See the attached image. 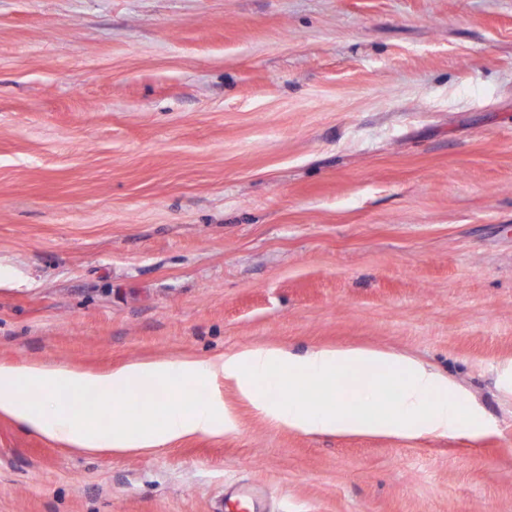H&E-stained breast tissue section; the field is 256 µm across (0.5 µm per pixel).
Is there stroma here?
Returning <instances> with one entry per match:
<instances>
[{
  "label": "stroma",
  "mask_w": 512,
  "mask_h": 512,
  "mask_svg": "<svg viewBox=\"0 0 512 512\" xmlns=\"http://www.w3.org/2000/svg\"><path fill=\"white\" fill-rule=\"evenodd\" d=\"M363 348L484 432L84 454L0 415V512H512V0H0V364Z\"/></svg>",
  "instance_id": "35a3bbf8"
}]
</instances>
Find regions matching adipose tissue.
<instances>
[{"label": "adipose tissue", "instance_id": "adipose-tissue-1", "mask_svg": "<svg viewBox=\"0 0 512 512\" xmlns=\"http://www.w3.org/2000/svg\"><path fill=\"white\" fill-rule=\"evenodd\" d=\"M276 378L280 394L261 384ZM234 383L253 406L279 423L306 433L423 436L480 422L476 412L449 403L448 384L421 365L361 348L321 349L295 355L279 348H246L209 360L135 361L104 374L63 365L0 366V414L71 449L95 454L134 453L180 438L215 433L233 421L219 393L188 406L173 405L169 393L194 381ZM150 382L157 393L135 414L123 413L124 398ZM317 387L330 401L298 400ZM396 392L391 407L377 403ZM92 398V406L78 401ZM112 411L103 432L99 408Z\"/></svg>", "mask_w": 512, "mask_h": 512}]
</instances>
